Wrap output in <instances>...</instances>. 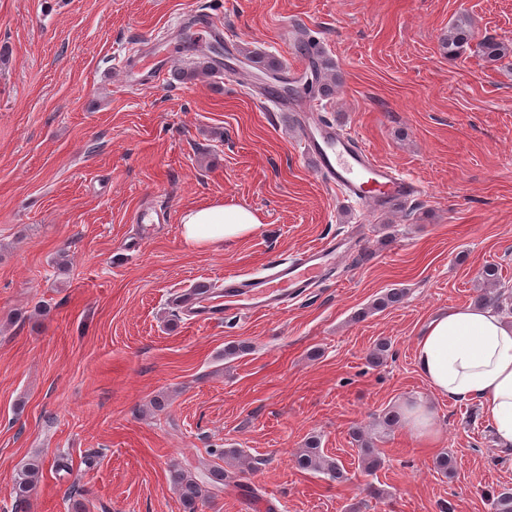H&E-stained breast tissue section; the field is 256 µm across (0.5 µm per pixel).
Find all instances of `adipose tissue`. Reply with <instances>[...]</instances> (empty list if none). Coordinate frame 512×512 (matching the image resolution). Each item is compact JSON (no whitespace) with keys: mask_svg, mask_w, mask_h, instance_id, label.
Returning <instances> with one entry per match:
<instances>
[{"mask_svg":"<svg viewBox=\"0 0 512 512\" xmlns=\"http://www.w3.org/2000/svg\"><path fill=\"white\" fill-rule=\"evenodd\" d=\"M261 227L255 212L221 200L188 208L180 219L183 240L197 247L238 240ZM415 362L435 395L478 402L501 444L512 446V323L481 306L439 311L416 341Z\"/></svg>","mask_w":512,"mask_h":512,"instance_id":"obj_1","label":"adipose tissue"}]
</instances>
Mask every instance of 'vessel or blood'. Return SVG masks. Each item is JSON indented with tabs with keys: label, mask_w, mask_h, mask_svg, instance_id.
I'll list each match as a JSON object with an SVG mask.
<instances>
[{
	"label": "vessel or blood",
	"mask_w": 512,
	"mask_h": 512,
	"mask_svg": "<svg viewBox=\"0 0 512 512\" xmlns=\"http://www.w3.org/2000/svg\"><path fill=\"white\" fill-rule=\"evenodd\" d=\"M304 152L313 170L329 186H340L348 198L373 210L391 208L415 192L414 183L394 167L381 163L356 139L334 124L314 121L301 129ZM349 248L346 239L332 237L297 252L293 259L270 263L260 277L237 273L224 276V302L210 305L212 291L207 282L175 298L174 303L196 324L204 325L236 313H277L288 301L310 292L325 279L331 267Z\"/></svg>",
	"instance_id": "obj_1"
}]
</instances>
